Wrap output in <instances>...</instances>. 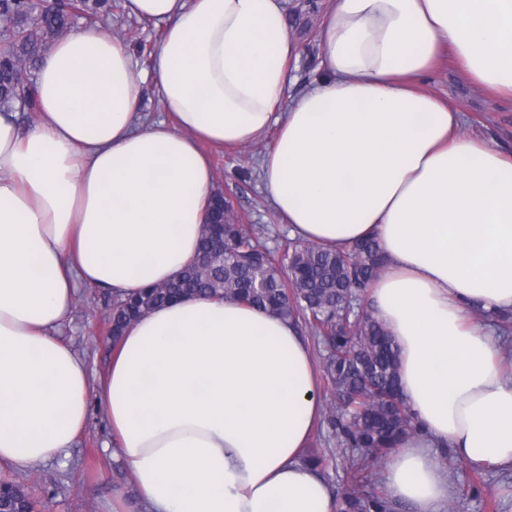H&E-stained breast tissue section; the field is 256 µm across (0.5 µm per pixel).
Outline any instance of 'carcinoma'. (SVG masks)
Here are the masks:
<instances>
[{
    "instance_id": "carcinoma-1",
    "label": "carcinoma",
    "mask_w": 512,
    "mask_h": 512,
    "mask_svg": "<svg viewBox=\"0 0 512 512\" xmlns=\"http://www.w3.org/2000/svg\"><path fill=\"white\" fill-rule=\"evenodd\" d=\"M0 22L8 32L0 44V109L18 96L35 111V82L22 86L14 59L37 66L61 32L73 27L68 0L43 9L35 0H0ZM224 236L217 258L194 260L175 281L147 287L112 301V340L134 319L185 295L237 301L272 316L309 325L325 348L322 369L336 398L321 421L336 443L351 450L348 489L337 497V512H397L372 488L375 462L386 458L406 434L417 428L398 387L399 356L385 325L364 304L352 322L347 304L366 298L385 270L383 251L374 238L343 252L313 243L295 242L284 254L270 249L263 230L248 231L227 209L216 210ZM42 487H23L10 474H0V506L6 512H34Z\"/></svg>"
}]
</instances>
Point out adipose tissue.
I'll return each mask as SVG.
<instances>
[{"instance_id":"ef3b65f1","label":"adipose tissue","mask_w":512,"mask_h":512,"mask_svg":"<svg viewBox=\"0 0 512 512\" xmlns=\"http://www.w3.org/2000/svg\"><path fill=\"white\" fill-rule=\"evenodd\" d=\"M285 3L127 0L167 23L153 69L167 118L138 116L142 76L102 26L42 57L33 126L0 113V462L68 456L95 402L145 512H336L301 456L323 405L294 322L221 299L164 305L96 386L57 334L79 284L123 295L192 260L215 191L201 142L271 131L260 176L290 234L342 251L373 236L388 260L371 305L418 429L385 462L387 500L446 512L439 448L512 469V375L474 318L512 312V154L424 88L444 56L512 99V0H335L322 74L280 113L299 53Z\"/></svg>"}]
</instances>
